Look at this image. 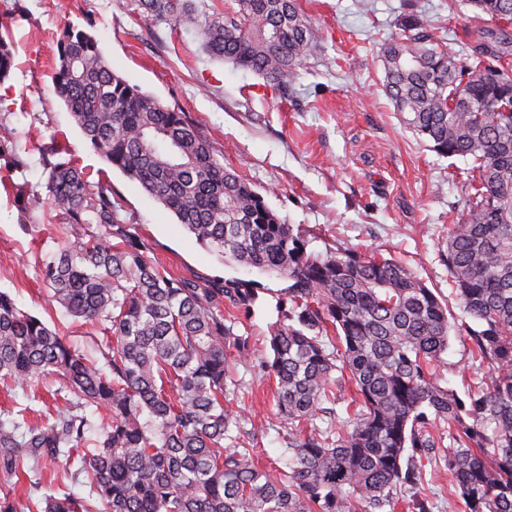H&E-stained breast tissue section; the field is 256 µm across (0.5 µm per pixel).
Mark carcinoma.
Listing matches in <instances>:
<instances>
[{
    "label": "carcinoma",
    "mask_w": 512,
    "mask_h": 512,
    "mask_svg": "<svg viewBox=\"0 0 512 512\" xmlns=\"http://www.w3.org/2000/svg\"><path fill=\"white\" fill-rule=\"evenodd\" d=\"M235 16L202 15L196 0H139L147 16L198 31L213 59L283 91L320 54L297 0H234ZM512 20V0H468ZM432 19L404 15L381 44L384 89L402 122L441 156L472 160L474 190L448 225L445 263L467 320L405 264L341 251L320 255L224 167L183 113L112 70L98 39L67 26L53 90L91 147L227 260L288 281L263 362L288 423V462L268 469L240 447L243 415L230 362L253 359L225 306L251 311L254 281L199 284L162 273L119 217L112 192L57 145L43 152L45 188L66 241L40 266L51 300L97 325L105 367L0 291V384L58 382L63 409L32 425L0 420V470L65 458L89 498L48 495L29 512H428L396 498L414 483L406 449L429 454V431H451V498L467 512H512V33L478 30L455 52ZM15 65L0 36V82ZM491 376L462 398L440 384L450 333ZM353 390L339 431L316 420ZM105 410L100 423L88 409Z\"/></svg>",
    "instance_id": "obj_1"
}]
</instances>
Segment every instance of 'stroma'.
Returning a JSON list of instances; mask_svg holds the SVG:
<instances>
[{
	"mask_svg": "<svg viewBox=\"0 0 512 512\" xmlns=\"http://www.w3.org/2000/svg\"><path fill=\"white\" fill-rule=\"evenodd\" d=\"M322 53L310 60L287 91L267 90L263 80L203 52L195 31L172 29L143 17L137 0H0V35L12 39L16 66L0 83V123L14 135L0 146V291L24 311L59 329L67 341L99 358L102 335L95 324L73 321L51 301L39 276L41 256L64 235L46 201L42 151L65 147L75 163L112 189L127 223L133 224L150 261L173 277L254 280L263 291L251 312L233 310L235 331L249 337L251 363L234 372L240 389L235 406L245 416L242 447L259 465L283 466L286 429L274 399L275 383L264 370L267 338L275 322L276 296L285 280L224 262L202 246L140 185L112 169L90 146L54 94L57 41L66 25L94 34L114 72L164 105L184 112L211 142L225 167L261 192L270 207L299 227L311 251L351 250L404 262L440 298L452 321L464 312L452 294L442 260L449 224L458 221L467 197L469 161L446 158L401 122L383 87L379 47L410 11L431 17L437 42L468 41L488 26L467 0H299ZM41 196L21 212L17 190ZM437 375L442 385L466 396L492 368L473 359L470 345L451 337ZM53 379L38 389L0 387V412L30 406L29 423L52 402ZM420 479L402 488L420 495L430 512H448V465L443 455L417 461ZM64 461L25 462L18 477L0 476V494L28 507L37 496L89 493L83 477L64 472ZM42 484L31 489L32 472Z\"/></svg>",
	"mask_w": 512,
	"mask_h": 512,
	"instance_id": "35a3bbf8",
	"label": "stroma"
}]
</instances>
